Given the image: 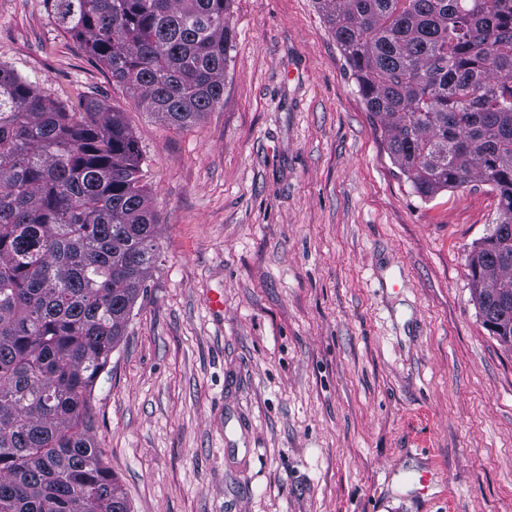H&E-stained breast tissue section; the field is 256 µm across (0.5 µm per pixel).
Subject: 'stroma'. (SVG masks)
<instances>
[{"mask_svg":"<svg viewBox=\"0 0 512 512\" xmlns=\"http://www.w3.org/2000/svg\"><path fill=\"white\" fill-rule=\"evenodd\" d=\"M229 25L223 103L178 127L0 0V65L143 154L159 257L90 398L131 512H512V349L468 267L495 194H413L314 0Z\"/></svg>","mask_w":512,"mask_h":512,"instance_id":"1","label":"stroma"}]
</instances>
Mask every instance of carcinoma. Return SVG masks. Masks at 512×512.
I'll return each mask as SVG.
<instances>
[{"label": "carcinoma", "mask_w": 512, "mask_h": 512, "mask_svg": "<svg viewBox=\"0 0 512 512\" xmlns=\"http://www.w3.org/2000/svg\"><path fill=\"white\" fill-rule=\"evenodd\" d=\"M232 0H50L141 105L185 125L224 100ZM388 150L423 201L498 199L469 255L475 302L512 347V0H316ZM121 112L68 109L0 66V512H130L89 398L158 258Z\"/></svg>", "instance_id": "1"}]
</instances>
